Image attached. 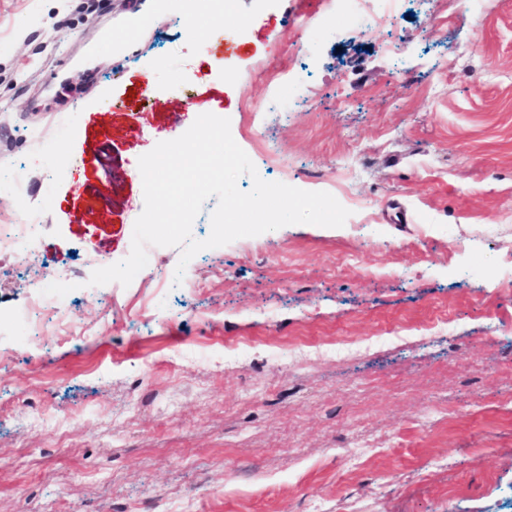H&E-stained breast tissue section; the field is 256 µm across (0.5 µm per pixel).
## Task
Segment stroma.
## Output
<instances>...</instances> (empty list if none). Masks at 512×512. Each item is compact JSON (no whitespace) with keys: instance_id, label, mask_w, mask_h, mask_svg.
Segmentation results:
<instances>
[{"instance_id":"1","label":"stroma","mask_w":512,"mask_h":512,"mask_svg":"<svg viewBox=\"0 0 512 512\" xmlns=\"http://www.w3.org/2000/svg\"><path fill=\"white\" fill-rule=\"evenodd\" d=\"M323 8L0 0V225L40 227L0 255V512H512V0ZM203 113L269 182L332 194L350 156L362 211L85 293ZM46 262L71 322L30 342ZM36 224H1L0 253H8L22 263L37 256Z\"/></svg>"}]
</instances>
